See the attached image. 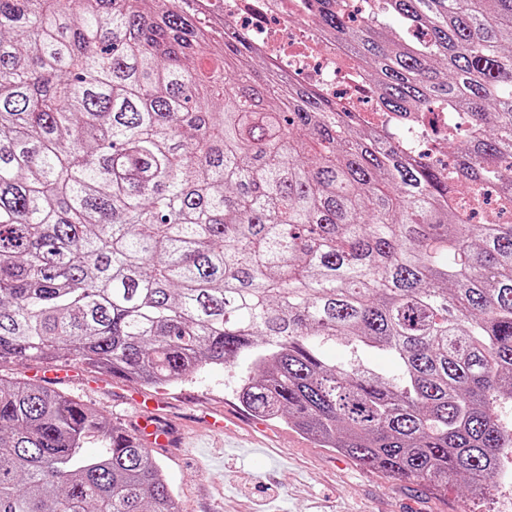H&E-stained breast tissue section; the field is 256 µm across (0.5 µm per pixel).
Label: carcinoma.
<instances>
[{
    "instance_id": "obj_1",
    "label": "carcinoma",
    "mask_w": 512,
    "mask_h": 512,
    "mask_svg": "<svg viewBox=\"0 0 512 512\" xmlns=\"http://www.w3.org/2000/svg\"><path fill=\"white\" fill-rule=\"evenodd\" d=\"M186 2L0 0V365L154 386L246 354L257 417L440 494L512 483V0H311L381 130L248 81ZM411 112L457 113L452 162ZM0 512L175 501L132 425L0 378Z\"/></svg>"
}]
</instances>
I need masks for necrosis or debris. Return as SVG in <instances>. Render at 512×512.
I'll return each instance as SVG.
<instances>
[{"instance_id": "necrosis-or-debris-1", "label": "necrosis or debris", "mask_w": 512, "mask_h": 512, "mask_svg": "<svg viewBox=\"0 0 512 512\" xmlns=\"http://www.w3.org/2000/svg\"><path fill=\"white\" fill-rule=\"evenodd\" d=\"M216 28L247 31L256 55L293 81L316 83L339 108L356 105L360 122L376 121V100L361 70L308 18L304 0H198Z\"/></svg>"}]
</instances>
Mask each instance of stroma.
<instances>
[{
    "label": "stroma",
    "mask_w": 512,
    "mask_h": 512,
    "mask_svg": "<svg viewBox=\"0 0 512 512\" xmlns=\"http://www.w3.org/2000/svg\"><path fill=\"white\" fill-rule=\"evenodd\" d=\"M249 364L244 355L234 365H214L181 383L157 388L167 399L163 423L184 433L180 446L153 451L179 512H512L510 486L472 498L456 478L449 482L447 495L439 496L422 484L364 468L284 421H258L236 393ZM100 381L94 389L65 383L61 390L108 420L134 422L128 398L139 383L107 374ZM199 401L235 414L240 420L237 433L211 436L195 418ZM259 424L267 443L263 456L228 452V445Z\"/></svg>",
    "instance_id": "35a3bbf8"
}]
</instances>
